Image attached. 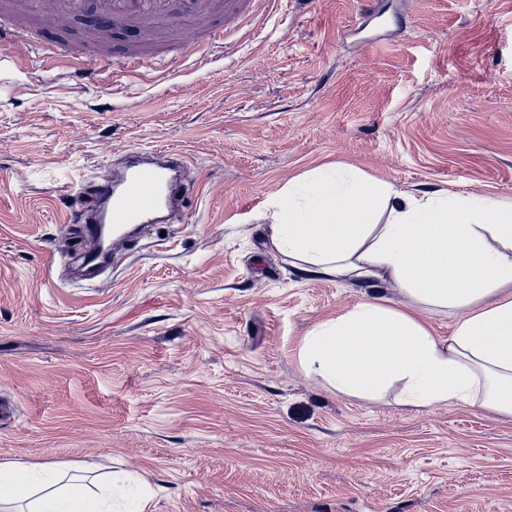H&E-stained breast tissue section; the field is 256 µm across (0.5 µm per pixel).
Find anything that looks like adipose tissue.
<instances>
[{
	"label": "adipose tissue",
	"instance_id": "obj_1",
	"mask_svg": "<svg viewBox=\"0 0 512 512\" xmlns=\"http://www.w3.org/2000/svg\"><path fill=\"white\" fill-rule=\"evenodd\" d=\"M274 201L271 243L307 278L368 282L387 272L417 306L464 309L441 339L411 312L364 301L302 340L300 357L337 392L373 400L390 384L419 408L477 405L512 418V201L443 191L396 194L356 170L323 167ZM45 464L0 463V507L106 512ZM121 512H152L146 480L113 472Z\"/></svg>",
	"mask_w": 512,
	"mask_h": 512
}]
</instances>
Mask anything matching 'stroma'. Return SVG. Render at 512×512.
Returning <instances> with one entry per match:
<instances>
[{"label":"stroma","mask_w":512,"mask_h":512,"mask_svg":"<svg viewBox=\"0 0 512 512\" xmlns=\"http://www.w3.org/2000/svg\"><path fill=\"white\" fill-rule=\"evenodd\" d=\"M0 462L123 469L154 512H512V418L327 387L299 347L389 278L304 279L270 241L288 181L337 163L392 191L512 200V0H285L171 69L152 44L113 91L42 67L127 52L0 0ZM185 152L186 192L129 236L106 283L75 278L86 188L127 151ZM42 61L47 64L50 69L64 68L68 70L76 69L79 64L80 57H69L57 50L54 45L49 43L40 45Z\"/></svg>","instance_id":"1"}]
</instances>
